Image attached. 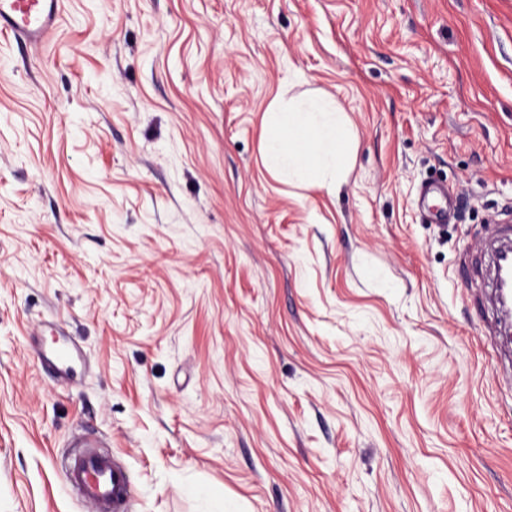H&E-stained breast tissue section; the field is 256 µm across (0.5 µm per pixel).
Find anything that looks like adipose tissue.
Segmentation results:
<instances>
[{
    "label": "adipose tissue",
    "instance_id": "obj_1",
    "mask_svg": "<svg viewBox=\"0 0 512 512\" xmlns=\"http://www.w3.org/2000/svg\"><path fill=\"white\" fill-rule=\"evenodd\" d=\"M352 139V126L336 98L291 100L273 110L263 160L280 174L335 188L355 164Z\"/></svg>",
    "mask_w": 512,
    "mask_h": 512
}]
</instances>
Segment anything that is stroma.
I'll return each mask as SVG.
<instances>
[{"label":"stroma","mask_w":512,"mask_h":512,"mask_svg":"<svg viewBox=\"0 0 512 512\" xmlns=\"http://www.w3.org/2000/svg\"><path fill=\"white\" fill-rule=\"evenodd\" d=\"M309 93L353 127L336 194L263 161ZM510 215L512 0H64L0 39V512H88L77 435L127 512H512ZM495 232H494V241L498 243V247L495 250V288L499 287V282H497V269L499 264L500 257L509 253L507 257L502 261L503 264L508 268L512 269V238L511 231L512 228L508 224H496ZM71 489L92 512H126L133 488L130 471L107 452L75 451L65 470Z\"/></svg>","instance_id":"1"}]
</instances>
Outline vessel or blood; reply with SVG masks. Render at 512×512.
Returning <instances> with one entry per match:
<instances>
[{
  "label": "vessel or blood",
  "instance_id": "vessel-or-blood-1",
  "mask_svg": "<svg viewBox=\"0 0 512 512\" xmlns=\"http://www.w3.org/2000/svg\"><path fill=\"white\" fill-rule=\"evenodd\" d=\"M62 11L63 0H0V34L19 43H43L57 28ZM494 240L496 255L512 269V226L497 225ZM73 445L75 452L65 470L71 489L91 512H127L133 488L130 471L109 453L87 451L83 437H76Z\"/></svg>",
  "mask_w": 512,
  "mask_h": 512
}]
</instances>
